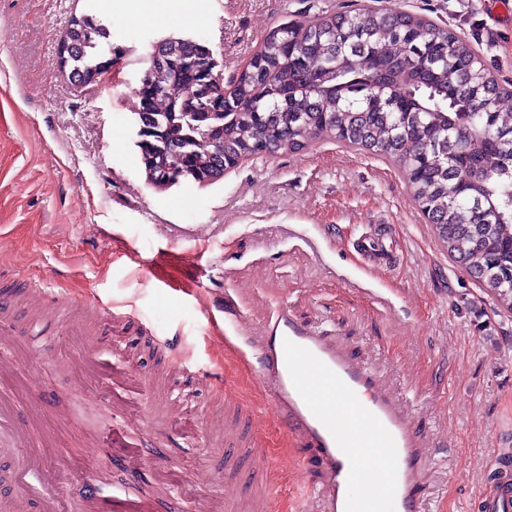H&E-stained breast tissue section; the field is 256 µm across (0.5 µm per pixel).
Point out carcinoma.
<instances>
[{
  "label": "carcinoma",
  "instance_id": "obj_1",
  "mask_svg": "<svg viewBox=\"0 0 512 512\" xmlns=\"http://www.w3.org/2000/svg\"><path fill=\"white\" fill-rule=\"evenodd\" d=\"M66 37L70 71L98 70L103 20L85 15ZM169 45L165 64L145 72L164 89L144 108L166 130L156 167L185 163L209 182L217 140L232 164L258 142L287 153L321 136L385 156L448 254L512 311V109L504 108L512 90L453 27L375 9L305 16L267 34L260 64L234 78L217 119L182 112L200 84L185 70L190 48Z\"/></svg>",
  "mask_w": 512,
  "mask_h": 512
}]
</instances>
